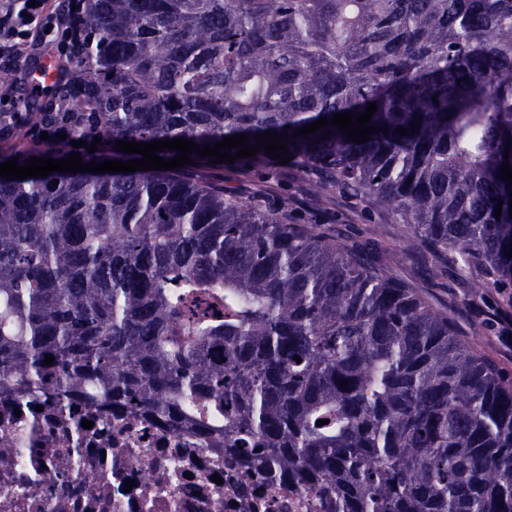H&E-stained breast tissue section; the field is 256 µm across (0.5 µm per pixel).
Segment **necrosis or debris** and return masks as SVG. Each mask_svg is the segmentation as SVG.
<instances>
[{"label": "necrosis or debris", "instance_id": "obj_1", "mask_svg": "<svg viewBox=\"0 0 512 512\" xmlns=\"http://www.w3.org/2000/svg\"><path fill=\"white\" fill-rule=\"evenodd\" d=\"M0 436L12 443L0 512H325L314 490L229 472L188 432L139 415L0 402Z\"/></svg>", "mask_w": 512, "mask_h": 512}]
</instances>
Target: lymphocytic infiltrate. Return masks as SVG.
Instances as JSON below:
<instances>
[{
    "instance_id": "obj_1",
    "label": "lymphocytic infiltrate",
    "mask_w": 512,
    "mask_h": 512,
    "mask_svg": "<svg viewBox=\"0 0 512 512\" xmlns=\"http://www.w3.org/2000/svg\"><path fill=\"white\" fill-rule=\"evenodd\" d=\"M77 0L74 11L83 10ZM55 9L54 0H0V66L18 74L20 83H28L31 71L43 56H51L58 64V78L51 97L41 100L40 108L48 117L43 124L50 144L70 148L64 139V126L58 115L70 111L64 90L89 72L85 52L86 31L73 13Z\"/></svg>"
}]
</instances>
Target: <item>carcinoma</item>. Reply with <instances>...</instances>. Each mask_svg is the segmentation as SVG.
Returning <instances> with one entry per match:
<instances>
[{"label":"carcinoma","mask_w":512,"mask_h":512,"mask_svg":"<svg viewBox=\"0 0 512 512\" xmlns=\"http://www.w3.org/2000/svg\"><path fill=\"white\" fill-rule=\"evenodd\" d=\"M85 25L69 96L106 142L270 129L315 190L418 244L292 224L194 153L0 176V397L149 417L338 512H512V373L392 274L443 270L512 317V0H90ZM370 103L367 142L295 136ZM244 162L275 174L262 147Z\"/></svg>","instance_id":"cac0c4a2"}]
</instances>
